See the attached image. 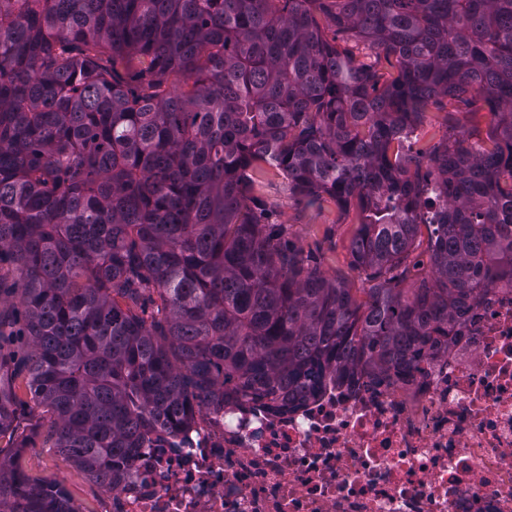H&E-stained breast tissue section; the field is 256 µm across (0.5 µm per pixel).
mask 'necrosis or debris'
I'll return each instance as SVG.
<instances>
[{"instance_id":"1","label":"necrosis or debris","mask_w":512,"mask_h":512,"mask_svg":"<svg viewBox=\"0 0 512 512\" xmlns=\"http://www.w3.org/2000/svg\"><path fill=\"white\" fill-rule=\"evenodd\" d=\"M112 512H512V291L406 380L156 430Z\"/></svg>"}]
</instances>
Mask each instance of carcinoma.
Returning a JSON list of instances; mask_svg holds the SVG:
<instances>
[{
    "instance_id": "cac0c4a2",
    "label": "carcinoma",
    "mask_w": 512,
    "mask_h": 512,
    "mask_svg": "<svg viewBox=\"0 0 512 512\" xmlns=\"http://www.w3.org/2000/svg\"><path fill=\"white\" fill-rule=\"evenodd\" d=\"M443 99L486 104V137L450 112L413 150ZM266 166L360 210L365 301L250 195ZM2 262L30 402L114 491L197 410L417 369L512 283V0H0ZM10 374L0 355V436ZM0 512L78 510L1 457Z\"/></svg>"
}]
</instances>
